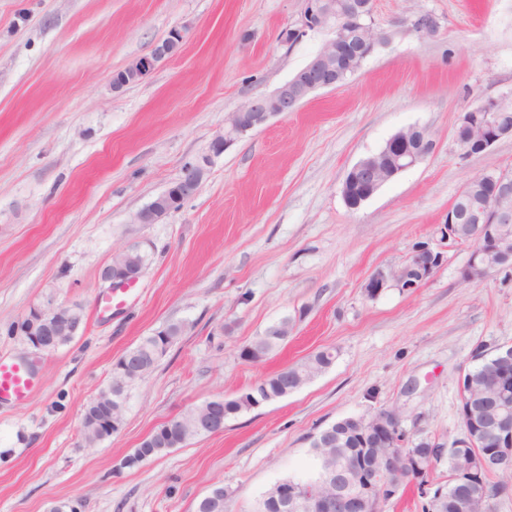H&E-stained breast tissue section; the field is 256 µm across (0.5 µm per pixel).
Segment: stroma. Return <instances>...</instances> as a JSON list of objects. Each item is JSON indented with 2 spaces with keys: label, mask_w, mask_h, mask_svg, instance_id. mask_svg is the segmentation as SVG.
<instances>
[{
  "label": "stroma",
  "mask_w": 512,
  "mask_h": 512,
  "mask_svg": "<svg viewBox=\"0 0 512 512\" xmlns=\"http://www.w3.org/2000/svg\"><path fill=\"white\" fill-rule=\"evenodd\" d=\"M303 0H0V359L35 367L19 405L0 404V512H195L224 487L253 512L272 484L311 470L310 437L338 420L395 410L410 439L460 436L458 379L476 349L512 346V267L461 278L470 248L441 229L459 191L512 169V137L460 158V113L512 91V0H373L382 43L345 85L317 91L211 158L198 193L156 224L133 213L208 152L248 99L272 92L324 46L293 43ZM429 16L433 31L418 27ZM179 56L139 83L113 72L172 29ZM425 130L433 151L349 208L342 182L394 134ZM442 263L414 290L386 283L416 246ZM149 260L122 302L99 308L114 251ZM80 306L73 340L50 352L19 331L29 308ZM288 319L266 358L243 348ZM184 331L129 392L122 428L81 443L87 404L113 363L167 324ZM335 348L333 365L280 400L134 468L121 459L160 424Z\"/></svg>",
  "instance_id": "1"
}]
</instances>
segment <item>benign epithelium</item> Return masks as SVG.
Here are the masks:
<instances>
[{"label":"benign epithelium","instance_id":"benign-epithelium-1","mask_svg":"<svg viewBox=\"0 0 512 512\" xmlns=\"http://www.w3.org/2000/svg\"><path fill=\"white\" fill-rule=\"evenodd\" d=\"M371 14L372 10L364 9L356 0H305L300 27L285 30L281 39L291 42L295 35L307 29L324 26L331 27L332 38L289 81L268 95L249 99L233 112L224 123V130L212 139L209 154L188 164L177 181L132 215L130 223L156 224L179 210L198 192L211 156L222 154L242 135L263 126L271 118L297 111L311 93L343 86L354 71L339 65L341 57L351 56L359 68L382 42V37L367 22ZM182 46L181 31H170L150 53L113 73L112 86L120 89L140 81L155 62L179 55ZM507 135L512 136V124L501 122V113L497 112L496 106L485 101L480 104V111L469 110L461 114L456 137L458 155L468 158L483 154ZM396 143L403 145L404 150L394 164H382L381 158L388 155L390 147ZM433 148L434 140L424 130L410 127L394 134L377 154L356 163L349 174L364 181L373 194L396 175L423 160ZM483 178L491 185V194L476 206L471 202L469 186H464L448 209V221L441 230L446 239L471 245L468 262L462 271V279L469 283L482 281L512 264V239L500 230L502 224L512 225V170H494L483 174ZM128 253L127 248L114 253L111 262L101 269L100 279L107 284V289L125 288L139 279L144 266L129 265ZM441 261L442 255L422 246L393 280L403 290L415 289ZM386 282V274L376 272L364 286L365 295L375 298ZM19 329L28 337L30 345L41 351L49 350L47 337L73 332L69 312L52 303L30 310ZM458 386L464 435L454 440V447L471 450L474 458V467L466 472L464 483L471 494L490 500L494 492L485 481L487 476L503 473L512 479V468H502V462L512 461V424L505 423L500 417L504 393H476L466 370L461 373ZM352 430L359 435L364 450L368 449V439L376 438L385 448L383 456L378 459L363 456L359 462L328 473L323 484L329 486V490L322 495L304 492L301 484L291 485L287 502L290 512L294 510L296 498L307 496L312 498L317 512H378V506L397 494L400 484L393 475L398 459L403 457L402 441L398 439L401 432L399 415L384 410L369 421L344 418L313 434L310 445L313 448H338ZM487 443L493 444L495 453L480 451Z\"/></svg>","mask_w":512,"mask_h":512}]
</instances>
